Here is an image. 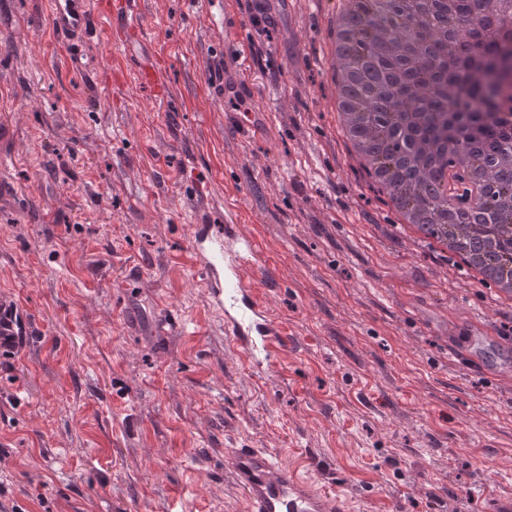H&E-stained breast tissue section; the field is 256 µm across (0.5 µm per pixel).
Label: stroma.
<instances>
[{"mask_svg":"<svg viewBox=\"0 0 512 512\" xmlns=\"http://www.w3.org/2000/svg\"><path fill=\"white\" fill-rule=\"evenodd\" d=\"M167 100L73 52L47 0H0V299L27 335L0 369V501L23 512H246L225 457L261 448L350 512L512 502V304L403 237L349 160L320 63L327 0H137ZM246 54L234 96L215 63ZM265 107L260 133L243 130ZM236 225L246 280L292 344L242 364L175 255ZM212 1V6L217 7V11L215 13H210L211 18L215 22H221L224 20V29L233 34H238L244 30L246 23L239 17H237L231 10V0L225 1L224 3V17L221 13V4L219 1L221 0H208Z\"/></svg>","mask_w":512,"mask_h":512,"instance_id":"obj_1","label":"stroma"}]
</instances>
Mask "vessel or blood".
Masks as SVG:
<instances>
[{
    "label": "vessel or blood",
    "instance_id": "b4317fda",
    "mask_svg": "<svg viewBox=\"0 0 512 512\" xmlns=\"http://www.w3.org/2000/svg\"><path fill=\"white\" fill-rule=\"evenodd\" d=\"M53 30L71 45L83 46L92 32L115 37L141 36L135 0H110L91 16L85 0H51ZM114 76L133 78L150 86L154 96H166L157 67L143 64L132 70L116 68ZM258 250L257 242L241 236L232 224H195L184 260L202 278L208 307L222 320L232 348L256 370L272 367L288 350V336L271 317L258 289L244 272ZM250 512H344L336 496L315 488L297 468L279 464L257 448H236L226 458Z\"/></svg>",
    "mask_w": 512,
    "mask_h": 512
}]
</instances>
